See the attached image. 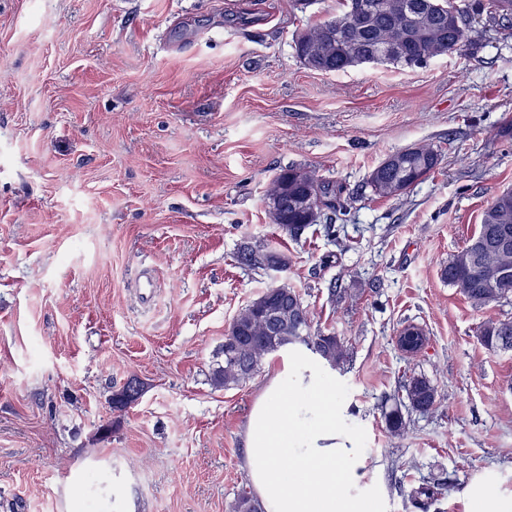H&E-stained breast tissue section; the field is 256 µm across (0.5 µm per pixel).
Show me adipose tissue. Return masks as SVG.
Wrapping results in <instances>:
<instances>
[{"label": "adipose tissue", "mask_w": 512, "mask_h": 512, "mask_svg": "<svg viewBox=\"0 0 512 512\" xmlns=\"http://www.w3.org/2000/svg\"><path fill=\"white\" fill-rule=\"evenodd\" d=\"M329 381L282 364L265 385L244 430V468L265 512H374L354 494L361 451L338 427Z\"/></svg>", "instance_id": "obj_1"}]
</instances>
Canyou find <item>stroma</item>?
<instances>
[{
	"mask_svg": "<svg viewBox=\"0 0 512 512\" xmlns=\"http://www.w3.org/2000/svg\"><path fill=\"white\" fill-rule=\"evenodd\" d=\"M339 11L0 0V512H69L76 487L83 512H229L270 375L286 357L321 368L297 347L242 386L210 383L233 319L280 283L313 331L353 348L327 376L378 512H481L488 488L512 501V352L476 338L512 298L477 308L441 277L512 188V35L422 68H306L294 33ZM422 144L441 155L435 172L374 196L372 169ZM289 166L345 185L335 238L271 223L265 197ZM248 239L287 252V270L240 268ZM409 322L427 337L414 356L396 346ZM414 375L438 404L395 439L383 406ZM133 376L140 398L114 411ZM437 482L444 495L413 507Z\"/></svg>",
	"mask_w": 512,
	"mask_h": 512,
	"instance_id": "35a3bbf8",
	"label": "stroma"
}]
</instances>
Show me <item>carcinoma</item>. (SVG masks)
<instances>
[{"label":"carcinoma","mask_w":512,"mask_h":512,"mask_svg":"<svg viewBox=\"0 0 512 512\" xmlns=\"http://www.w3.org/2000/svg\"><path fill=\"white\" fill-rule=\"evenodd\" d=\"M372 10L354 29L330 28L332 18L320 20L305 28L308 37L318 41L327 36L333 46L331 57L324 65L328 73L344 72L349 69L346 58L341 54L342 45L350 39H357L364 52L377 56L386 63L404 68H419L429 60L422 57L421 47L406 39L410 21L404 17L394 20L381 8L383 0H366ZM413 9L422 5L431 8V14L449 32L447 53L463 51L479 46L471 34L461 32L458 22H467L473 14H484L490 23L501 29H512V0H409ZM429 157V162L419 165V154ZM440 154L428 145L418 146V154L409 159L421 166V172L413 170L403 173L408 187L423 181L438 166ZM305 188L320 193L325 198L323 232L332 236L335 225L331 224L336 215V204L343 194V187L308 171ZM508 216L512 225V190L497 195L485 208L478 230L466 245L448 261L441 270L442 278L448 285L473 305L482 307L498 302L512 294V278L508 283L494 285L484 275V268L504 261L512 265V252L504 256L491 248H482L481 243L491 237V226L500 223L501 215ZM281 223L291 224L288 235L296 238L304 228L298 226L301 219L290 205V199L282 200ZM259 304L252 303L242 310L235 323L224 336V363L212 370L211 385L216 389L238 387L257 375L265 358L275 352L294 346H303L317 359L332 369H341L351 356V349L334 333L311 332L312 319L300 295L292 288H266ZM477 336L483 347L497 354L512 351V318H490L480 323ZM405 399L399 400L409 409L427 413L435 408L438 400L436 387L425 377H412L403 383ZM388 432L397 438L406 433L407 422L400 408L385 413ZM231 512H264L261 502L246 489L239 490L230 505Z\"/></svg>","instance_id":"1"}]
</instances>
